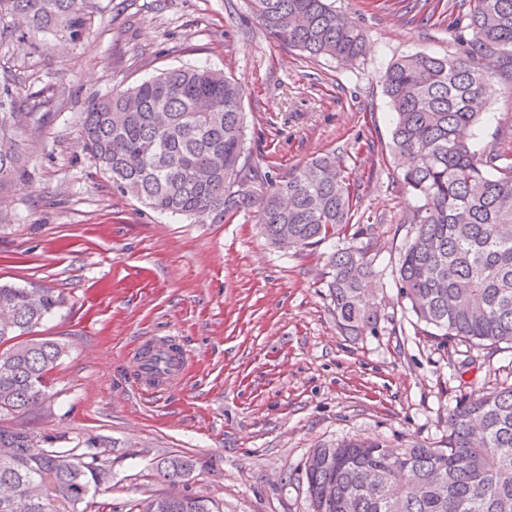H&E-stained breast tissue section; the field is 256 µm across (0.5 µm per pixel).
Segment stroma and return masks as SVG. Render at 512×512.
<instances>
[{"mask_svg":"<svg viewBox=\"0 0 512 512\" xmlns=\"http://www.w3.org/2000/svg\"><path fill=\"white\" fill-rule=\"evenodd\" d=\"M92 36L0 41V77L24 111L44 114L26 145V176L0 204V284L37 283L65 298L39 328L65 343L36 435L108 446L112 486L99 512H128L168 490L163 457L196 463L180 490L221 512H312L305 462L353 438L400 449L442 445L460 399L512 385V349L426 335L396 285L417 200L391 155L382 75L416 52L470 48L467 0H331L369 45L351 65L279 45L250 0H90ZM206 64L243 89L245 137L259 174L277 178L339 157L359 221L334 243L291 255L268 245L253 212L223 224L161 216L113 190L81 143V118L112 89L164 69ZM512 134V84L499 82L477 149ZM355 237L376 270L379 320L342 335L324 272ZM149 336L180 340L193 362L162 398L132 387Z\"/></svg>","mask_w":512,"mask_h":512,"instance_id":"stroma-1","label":"stroma"}]
</instances>
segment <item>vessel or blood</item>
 Here are the masks:
<instances>
[{
	"mask_svg": "<svg viewBox=\"0 0 512 512\" xmlns=\"http://www.w3.org/2000/svg\"><path fill=\"white\" fill-rule=\"evenodd\" d=\"M187 362V354L173 337L148 338L137 354L136 386L149 394L163 392L179 379Z\"/></svg>",
	"mask_w": 512,
	"mask_h": 512,
	"instance_id": "1",
	"label": "vessel or blood"
}]
</instances>
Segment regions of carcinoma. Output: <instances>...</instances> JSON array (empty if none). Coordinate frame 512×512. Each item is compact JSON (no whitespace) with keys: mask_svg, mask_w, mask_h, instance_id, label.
Returning <instances> with one entry per match:
<instances>
[{"mask_svg":"<svg viewBox=\"0 0 512 512\" xmlns=\"http://www.w3.org/2000/svg\"><path fill=\"white\" fill-rule=\"evenodd\" d=\"M264 30L312 58L352 63L366 52L363 32L327 0H251ZM469 24L480 53L405 55L386 67L394 112L392 152L403 182L418 197L412 235L397 282L429 336L512 345V142L473 148V130L494 76L512 74V0H471ZM13 24L0 39L53 32L88 40L89 0H0ZM241 88L206 66L161 72L107 94L83 113L84 149L112 188L150 210L229 219L252 210L262 235L303 252L336 238L354 215L353 196L336 155H325L268 184L246 154ZM22 92L0 83V191L27 171L24 138L44 122L21 111ZM367 251L352 243L328 255L336 321L348 336L372 332L376 306L366 292L375 275ZM64 305L36 284L0 285V414L25 415L43 400L48 373L65 345L33 336ZM47 447H39V443ZM194 461L166 457L156 476L169 491L130 512H216L201 496L176 491ZM314 512H512V386L470 395L448 416L442 448L401 450L375 440L316 448L305 465ZM112 479L101 444L0 425V512H88Z\"/></svg>","mask_w":512,"mask_h":512,"instance_id":"cac0c4a2","label":"carcinoma"}]
</instances>
